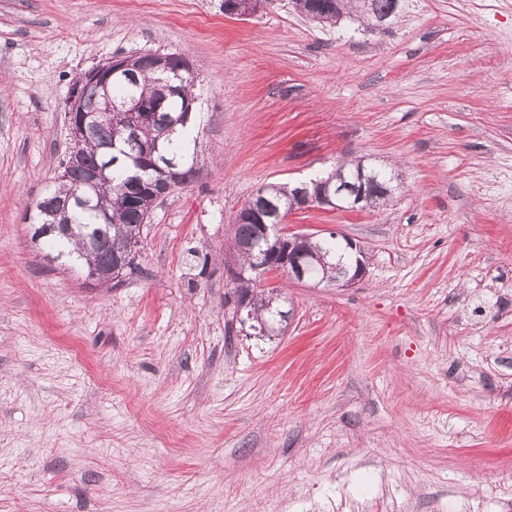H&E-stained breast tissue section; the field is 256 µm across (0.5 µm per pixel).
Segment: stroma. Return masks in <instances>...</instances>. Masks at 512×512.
I'll return each instance as SVG.
<instances>
[{
	"label": "stroma",
	"instance_id": "35a3bbf8",
	"mask_svg": "<svg viewBox=\"0 0 512 512\" xmlns=\"http://www.w3.org/2000/svg\"><path fill=\"white\" fill-rule=\"evenodd\" d=\"M189 59L195 172L92 286L32 240L72 84ZM354 157L376 210L285 229L367 255L348 288L261 276L272 338L224 295L235 217ZM0 512H512V0H398L325 26L274 0H0Z\"/></svg>",
	"mask_w": 512,
	"mask_h": 512
}]
</instances>
